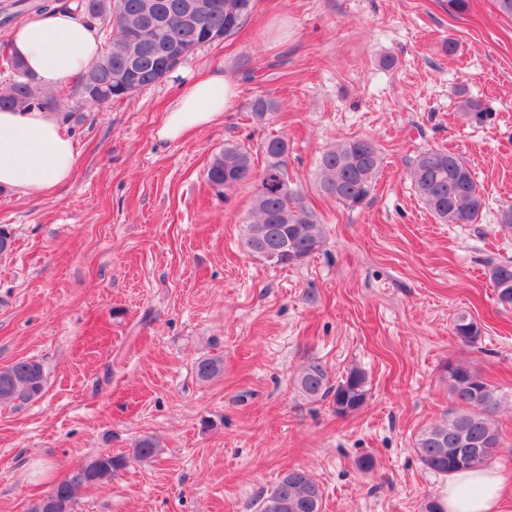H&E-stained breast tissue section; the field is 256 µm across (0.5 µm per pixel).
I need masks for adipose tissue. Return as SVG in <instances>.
Here are the masks:
<instances>
[{"instance_id":"adipose-tissue-1","label":"adipose tissue","mask_w":512,"mask_h":512,"mask_svg":"<svg viewBox=\"0 0 512 512\" xmlns=\"http://www.w3.org/2000/svg\"><path fill=\"white\" fill-rule=\"evenodd\" d=\"M11 51L40 87L56 89L87 70L101 51L96 25L62 10L35 12L17 24ZM237 86L217 73L184 86L158 131L175 142L184 133L222 118ZM63 113L42 109L0 110V189L46 195L66 182L76 165L73 139ZM503 478L493 468L463 471L440 492L444 512H503Z\"/></svg>"}]
</instances>
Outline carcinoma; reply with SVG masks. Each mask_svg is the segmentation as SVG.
I'll use <instances>...</instances> for the list:
<instances>
[{"instance_id":"cac0c4a2","label":"carcinoma","mask_w":512,"mask_h":512,"mask_svg":"<svg viewBox=\"0 0 512 512\" xmlns=\"http://www.w3.org/2000/svg\"><path fill=\"white\" fill-rule=\"evenodd\" d=\"M205 5L196 25H179L171 19L180 14L189 0H13L15 11L0 12V26L11 24L29 12L50 8L73 9L91 23L111 29L101 56L78 79L74 94L89 104L108 103L123 98L120 91L133 81L144 89L163 80L162 72H172L187 59L177 54L190 52L221 41L240 28L252 9V0H200ZM10 72L0 82V109L46 108L57 98L48 97L28 75L23 62L5 58ZM97 81L91 85L88 77ZM461 111L482 121L485 113L480 100L463 89L455 91ZM278 110L276 101L263 95L251 103V117L257 124L272 120ZM265 164L254 171L252 153L247 147L227 142L216 153L207 170V181L218 195L248 182L254 183L252 221L244 233L246 251L262 256L265 248L280 252L279 265L294 266L325 245L322 225L310 208L302 204L298 191L282 189L288 184V139L273 136L260 146ZM382 165L380 151L369 138L340 141L320 159L319 190L347 208L364 203ZM408 177L423 206L443 224H473L484 207L481 188L472 168L460 155L441 148H428L412 161ZM487 276L495 291L512 294V261L490 262ZM453 330L461 342L472 345L481 338V328L466 313L453 320ZM224 367L219 356L205 357L197 363V376L210 380ZM46 384L43 365L32 359L0 367V402L25 404L42 396ZM448 386L454 408L448 418L422 430L414 449L424 467L452 475L463 469L486 466L497 448L500 435L494 414L499 405L498 390L482 375L463 364L448 365ZM300 391L311 399H331L336 413L345 416L360 409L368 398L365 374L351 370L333 383L325 367L311 361L298 378ZM159 451L157 442L140 439L132 455L102 454L91 458L34 502L30 512H74L78 490L104 483L125 469L133 459L146 461ZM323 493L318 483L303 469L285 472L261 500L260 512H322Z\"/></svg>"}]
</instances>
